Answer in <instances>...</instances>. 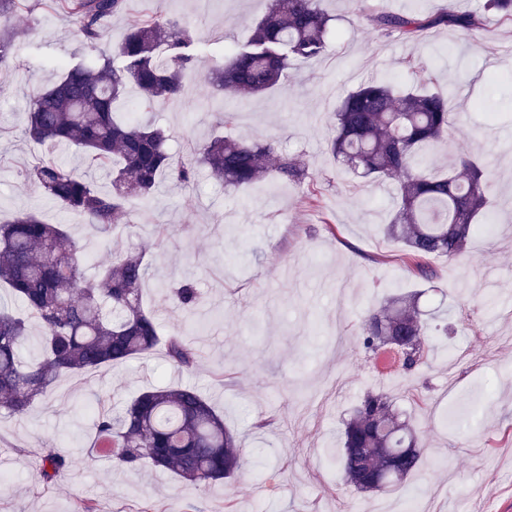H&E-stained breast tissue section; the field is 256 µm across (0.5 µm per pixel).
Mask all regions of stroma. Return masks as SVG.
Segmentation results:
<instances>
[{"instance_id": "1", "label": "stroma", "mask_w": 512, "mask_h": 512, "mask_svg": "<svg viewBox=\"0 0 512 512\" xmlns=\"http://www.w3.org/2000/svg\"><path fill=\"white\" fill-rule=\"evenodd\" d=\"M446 3L324 0L338 32L328 54L292 62L282 90L241 107L206 75L223 64L226 45L247 42L271 0H128L92 46L55 0H27L14 19L24 34L0 72V221L27 210L66 225L89 278L116 250L150 246L145 308L164 331L186 328L168 296L189 277L206 327L190 335L193 371L177 370L159 349L61 377L23 415L0 412V512H411L417 502L425 512H512V21L490 17L470 36L441 27L415 43L369 20L381 9L436 14ZM148 11L189 24L193 71L183 96L152 114L132 94L116 111L167 128L181 158L222 130V109L238 108L228 134L278 141L280 152L304 162L307 179L236 190L203 165L188 186L164 176L149 197L126 196L107 243L28 181L40 150L25 138L26 113L60 65L112 55ZM424 73L450 88L453 118L425 151L427 165L440 171L460 154L480 156L497 212L492 232L472 237L462 259H430L428 281L380 229L398 180L346 171L327 146L337 105L362 81L409 86ZM161 224L170 233L157 247ZM402 292L419 293L429 314V357L408 374L375 367L359 336L364 315ZM169 384L196 387L223 413L243 450L234 479L200 488L87 454L96 413ZM370 392L388 395L426 448L422 468L390 492L345 484L337 465L345 422ZM47 444L76 451L67 475L49 485L35 479Z\"/></svg>"}]
</instances>
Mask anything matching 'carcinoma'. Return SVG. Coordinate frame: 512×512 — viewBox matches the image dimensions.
Instances as JSON below:
<instances>
[{"label":"carcinoma","instance_id":"carcinoma-1","mask_svg":"<svg viewBox=\"0 0 512 512\" xmlns=\"http://www.w3.org/2000/svg\"><path fill=\"white\" fill-rule=\"evenodd\" d=\"M25 0H0V69L20 31L12 19ZM78 23L84 41L95 44L104 22L122 12L126 0H57ZM512 19V0H485L482 12H458L448 6L435 16L380 11L372 25L387 34L416 41L424 32L444 26L466 35L481 30L486 14ZM330 18L321 0H272L250 39L233 49L226 65L212 72L211 83L244 103L253 95L274 91L294 59H314L328 49ZM189 27L160 15H146L116 48L123 66L112 58L67 64L57 80L34 98L26 138L41 147L65 145L86 161L108 171L113 191L103 193L84 176L65 168L50 152L29 170V179L43 188L65 212L76 214L97 233L107 235L124 217L123 197L153 193L159 177L189 185L197 160H178L170 138L149 121L115 118L113 106L132 87L139 107L183 94V76L191 57ZM448 96L425 86L401 89L369 82L350 91L336 109L329 136L333 157L348 169L375 180L401 181L395 208L385 224V237L402 245L415 273L433 278L427 260H458L469 240L488 233L490 180L477 160L460 156L450 171L435 172L416 164L422 150L448 133ZM212 174L234 188H248L270 176L302 183L305 167L295 158L276 154L272 142L250 144L230 135L198 149ZM149 265L142 253L127 251L104 266L93 279L85 277L81 246L61 224H47L24 212L0 224V287L22 306L17 314L0 303V408L23 414L47 396L63 376H80L103 366L121 365L163 345L172 364L190 370L196 352L177 331L162 336L154 314L142 303ZM192 282L175 292V304L190 314L198 299ZM41 328L38 354L25 359L22 350L31 323ZM427 324L407 297H397L360 324L362 346L374 353L391 347L404 357L399 371L407 374L424 363ZM91 433L110 448V464L130 470L151 466L179 479L207 487L234 477L243 459L224 417L198 390L187 386L149 387L117 411L101 412ZM39 481L48 484L70 469L71 454L63 448L39 450ZM400 469L383 476L393 489L423 464V449L410 420L393 410L390 398L368 394L354 409L343 435L340 467L346 483L359 475L379 473L387 458Z\"/></svg>","mask_w":512,"mask_h":512}]
</instances>
